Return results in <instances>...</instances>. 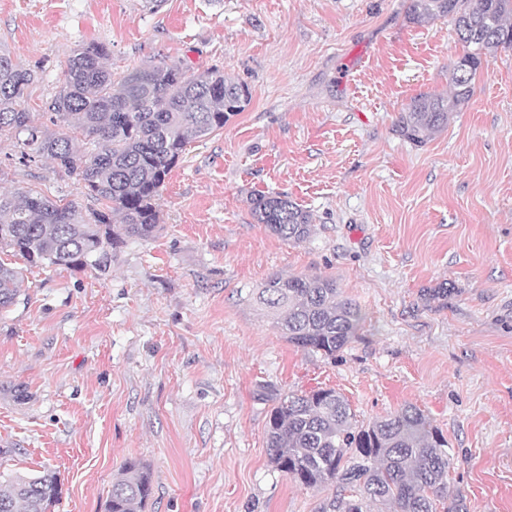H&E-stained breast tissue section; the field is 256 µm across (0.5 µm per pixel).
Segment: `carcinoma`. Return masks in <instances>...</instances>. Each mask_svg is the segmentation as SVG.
Masks as SVG:
<instances>
[{"mask_svg":"<svg viewBox=\"0 0 512 512\" xmlns=\"http://www.w3.org/2000/svg\"><path fill=\"white\" fill-rule=\"evenodd\" d=\"M406 17L449 18L463 46L451 75L452 95L415 98L399 114L396 132L421 145L446 127L448 113L471 99L482 56L512 48V0H408ZM108 57V48L97 42L75 50L64 86L47 103L52 124L72 120L89 138L91 148L81 151L68 133L36 126L18 108L34 74L0 53V135L20 142L19 161L46 156L77 176L82 193L100 205L87 222L72 201L61 204L30 191L0 193V251L29 267L104 272L112 250L129 239L153 237L160 223L156 197L187 144L224 128L251 100L246 86L217 69L189 74L178 64H150L116 79ZM249 204L256 222L282 240L310 237L311 214L286 196L254 193ZM23 281V269L0 262V312L19 302ZM448 292L442 282L421 297L446 301ZM256 302L288 343L327 358L360 335L364 324L359 305L322 275H274ZM255 396L272 404L266 429L271 464L303 486L334 487L330 512H364L368 501L391 505L394 512H437L454 458L421 409L407 405L360 425L333 389L285 394L266 382ZM151 493L148 467L129 461L112 482L105 512H143ZM60 497L52 471L0 476V512H54Z\"/></svg>","mask_w":512,"mask_h":512,"instance_id":"cac0c4a2","label":"carcinoma"}]
</instances>
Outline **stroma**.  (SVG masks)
<instances>
[{"instance_id":"obj_1","label":"stroma","mask_w":512,"mask_h":512,"mask_svg":"<svg viewBox=\"0 0 512 512\" xmlns=\"http://www.w3.org/2000/svg\"><path fill=\"white\" fill-rule=\"evenodd\" d=\"M408 0H0V51L35 79L20 102L49 125L68 58L89 42L122 76L147 64L217 69L251 101L190 143L157 201L153 238L105 273L28 270L0 313V473L55 471V512H105L127 461L145 512H324L332 488L276 470L257 384L332 388L369 422L413 404L454 454L438 512H512V50L484 56L468 104L416 146L394 127L445 96L462 53L448 19ZM0 138V191L98 204ZM283 194L314 232L255 223L251 193ZM335 278L366 316L335 358L288 343L257 309L272 275ZM448 283L447 303L423 289Z\"/></svg>"}]
</instances>
